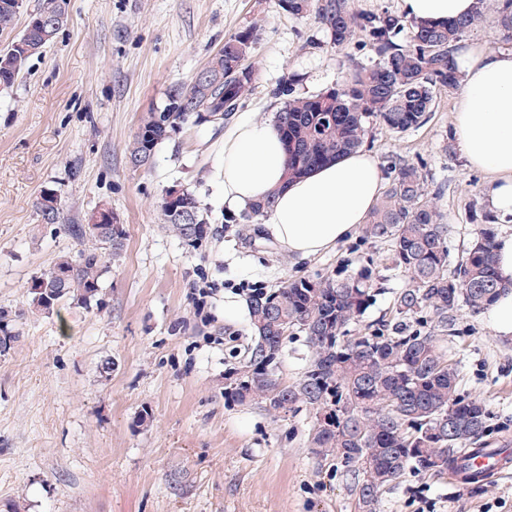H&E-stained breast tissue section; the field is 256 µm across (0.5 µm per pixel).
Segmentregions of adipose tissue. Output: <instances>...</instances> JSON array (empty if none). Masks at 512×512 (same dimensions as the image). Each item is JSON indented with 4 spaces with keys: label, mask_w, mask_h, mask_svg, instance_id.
<instances>
[{
    "label": "adipose tissue",
    "mask_w": 512,
    "mask_h": 512,
    "mask_svg": "<svg viewBox=\"0 0 512 512\" xmlns=\"http://www.w3.org/2000/svg\"><path fill=\"white\" fill-rule=\"evenodd\" d=\"M408 17L451 20L475 13L478 0H401ZM462 89L452 112L457 145L468 167L487 177L486 202L512 218V50L464 47ZM286 153L274 121L236 113L224 128V210L236 215L267 195L273 206L262 227L281 248L306 260L325 254L364 224L382 190L374 155L357 150L309 174L288 179ZM498 272L508 292L489 308L497 334L512 335V233L496 241Z\"/></svg>",
    "instance_id": "ef3b65f1"
}]
</instances>
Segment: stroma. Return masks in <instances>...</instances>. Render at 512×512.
<instances>
[{"instance_id":"obj_1","label":"stroma","mask_w":512,"mask_h":512,"mask_svg":"<svg viewBox=\"0 0 512 512\" xmlns=\"http://www.w3.org/2000/svg\"><path fill=\"white\" fill-rule=\"evenodd\" d=\"M66 11L54 41L0 91V309L19 334L0 353V512H361L357 474L309 446L312 409L276 422L263 404L234 395L253 333L248 313L225 316L224 301L367 269L376 292L356 330L394 327L408 280L387 244L358 232L297 260L226 214L217 177L224 131L212 123L188 121L145 167L129 163L127 147L142 115L253 19L262 21L257 82L242 109L261 120L280 109L271 91L283 79L299 75L297 92L316 94L375 53L360 38L336 49L314 14H288L279 0H66ZM455 97L441 91L428 121L402 134L371 120L364 142L380 171L426 166L454 257L478 228L512 232L487 207L486 176L461 156ZM174 185L208 219L198 244L163 221ZM47 190L64 224L107 208L124 227L97 307L64 301L44 313L31 304L32 279L78 249L63 224L38 216ZM206 279L219 288L204 319L193 287ZM438 333L458 368V394L487 405L486 447L512 448V338L464 305ZM376 512H512V471L453 484L410 470L380 491Z\"/></svg>"}]
</instances>
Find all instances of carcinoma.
<instances>
[{"instance_id":"cac0c4a2","label":"carcinoma","mask_w":512,"mask_h":512,"mask_svg":"<svg viewBox=\"0 0 512 512\" xmlns=\"http://www.w3.org/2000/svg\"><path fill=\"white\" fill-rule=\"evenodd\" d=\"M486 2L478 0L481 7L468 17L416 21L404 39L403 17L360 12L354 0H281L292 15L314 12L336 48L363 36L378 57L375 64L355 66L335 86L315 95H295L291 80L273 89L272 95L282 101L276 122L288 155V177L306 175L358 150L372 118L394 133L424 125L438 93L457 86L458 42L483 21ZM22 7L16 0H0L1 32L14 27ZM31 17L50 20L55 27L45 33L27 27L19 39L28 48L9 44L0 50V88L13 86L28 60L65 25V0H37ZM260 27L254 22L225 38L205 71L171 87L168 103L142 116L129 147L131 163L147 165L157 145L191 117L208 114L220 124L232 118L255 89L250 57ZM427 181L418 166L394 167L363 233L386 243L393 267L408 277V286L395 298L396 313L406 318L426 311L434 326L444 329L460 304L480 313L505 285L496 270L494 234L487 228L478 229L461 258L449 260L447 227L436 198L426 193ZM273 199L271 194L254 203L243 220H260ZM37 210L45 224L61 219L54 193L41 195ZM162 211L175 236L191 244L202 238L207 218L191 192L183 189L176 201H163ZM64 230L78 241L76 255L60 257L28 288L31 304L44 313L61 301L85 309L100 304L109 264L124 248L120 224L100 229L66 224ZM372 297L367 271L341 280L291 279L272 292L255 294L249 309L254 344L234 387L239 398L264 404L278 419L301 405L312 408L310 447L361 476L357 488L363 512H375L381 489L411 468L438 476L450 467H473L483 452L474 444L488 416L482 400L456 393V364L435 334L401 329L389 335H350ZM295 329L305 333L311 355L301 378L288 385L275 368L284 340ZM18 338L9 312L0 310V350L10 349Z\"/></svg>"}]
</instances>
